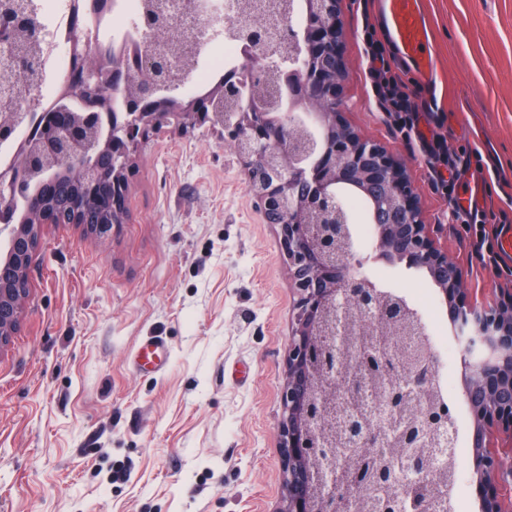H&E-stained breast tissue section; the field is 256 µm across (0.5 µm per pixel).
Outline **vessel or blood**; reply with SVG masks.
<instances>
[{
	"mask_svg": "<svg viewBox=\"0 0 512 512\" xmlns=\"http://www.w3.org/2000/svg\"><path fill=\"white\" fill-rule=\"evenodd\" d=\"M386 27L401 56L422 78H431L434 59L420 0H383Z\"/></svg>",
	"mask_w": 512,
	"mask_h": 512,
	"instance_id": "vessel-or-blood-1",
	"label": "vessel or blood"
}]
</instances>
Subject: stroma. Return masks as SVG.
I'll return each instance as SVG.
<instances>
[{
	"instance_id": "35a3bbf8",
	"label": "stroma",
	"mask_w": 512,
	"mask_h": 512,
	"mask_svg": "<svg viewBox=\"0 0 512 512\" xmlns=\"http://www.w3.org/2000/svg\"><path fill=\"white\" fill-rule=\"evenodd\" d=\"M430 82L400 58L381 0H340L343 118L414 185L477 301L512 288V0H421ZM418 122L378 103L367 34ZM460 159L455 190L438 175ZM129 217L40 231L19 328L0 351V512H278L280 392L296 294L243 165L216 133L165 131L128 177ZM478 195L482 225L453 217ZM484 236L497 265L471 244ZM159 336L162 370L136 367Z\"/></svg>"
}]
</instances>
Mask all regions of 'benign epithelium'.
I'll return each mask as SVG.
<instances>
[{"instance_id":"1","label":"benign epithelium","mask_w":512,"mask_h":512,"mask_svg":"<svg viewBox=\"0 0 512 512\" xmlns=\"http://www.w3.org/2000/svg\"><path fill=\"white\" fill-rule=\"evenodd\" d=\"M23 12L0 11V48L19 58L15 30L28 26L32 38L44 39L32 20L31 0ZM339 0H318L317 20L304 37L305 54L317 56L337 47ZM182 14L198 18L211 11V0H181ZM279 28L259 41L264 55L273 43L285 42ZM153 78L145 100L128 96L140 64L103 65L112 47L97 45L96 59L76 55L72 75L56 109L43 123L38 139L26 143L13 160L0 166V225L9 228L6 252L0 254V350L7 347L20 323L28 295L18 284L28 280L33 251L44 224H56V211L34 203L38 186L73 173L84 194L66 200L70 224L85 223L94 199L104 197L112 223L126 210L127 174L139 146L164 128L187 130L220 126L224 138L238 144V128L272 147L264 158L241 155L249 191L259 200L269 224L277 227L281 250L288 260L298 296L291 321L285 381L281 391L279 451L286 506L280 512H352L365 486L384 484L391 512H432L423 495L407 497L395 490L403 480L434 470V461L455 447V417L448 402L430 410L427 392L435 388L436 359L423 325L406 303L391 298L364 277L369 256L353 242L350 224L312 220L306 205L293 198L292 181H253L266 166L281 165L298 172V151L284 144L281 130L299 118L288 108L292 90L279 94L281 111L262 98L236 107L237 126L224 127L210 111V100L193 99L185 107L167 103L173 80L164 47L149 46ZM347 74L336 55V75L310 70L298 97L304 116L344 127L338 90ZM20 92L0 87V105L12 109V121L0 122V143L25 120L32 104H18ZM107 154L112 161V190L98 187L90 159ZM312 199L322 209H336L339 182L380 186V202L405 217L403 224L376 225L377 257L425 271L439 288L448 317L464 340V395L472 418L470 464L480 512H512V289L489 302L467 301L461 266L437 243L435 225L424 224L417 193L401 166L382 145L348 135L323 153L306 171ZM26 216L13 223L26 204ZM339 400L347 411L348 435L337 454L321 448L327 436L322 410Z\"/></svg>"}]
</instances>
